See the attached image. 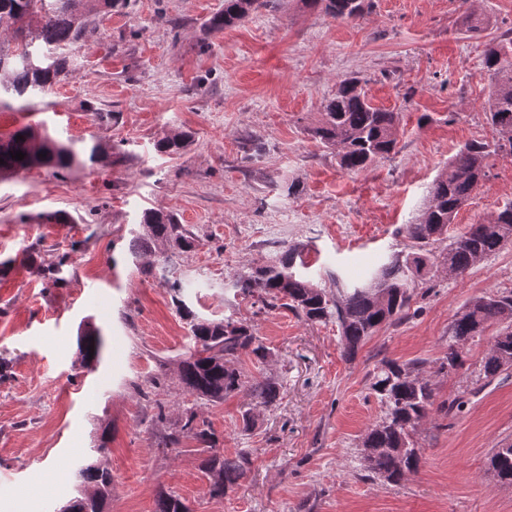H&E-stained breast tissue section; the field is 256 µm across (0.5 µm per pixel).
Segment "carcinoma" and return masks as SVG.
<instances>
[{
    "label": "carcinoma",
    "instance_id": "carcinoma-1",
    "mask_svg": "<svg viewBox=\"0 0 512 512\" xmlns=\"http://www.w3.org/2000/svg\"><path fill=\"white\" fill-rule=\"evenodd\" d=\"M266 0H224V10L205 22L213 33L241 23L265 5ZM126 0H0V106L6 97H29L53 87L66 76L73 62L71 51L81 46L92 32L90 18L122 8ZM310 7H322L325 14L340 20L358 18L369 9V0H307ZM42 48L47 57L41 62L25 60L29 45ZM484 65L493 84L485 110L495 131L492 142L465 144L448 161L429 191L428 205L419 222L406 226L405 233L414 252L398 253L375 269L362 283H336L332 293L305 276L304 248L293 245L277 259L235 276L237 295L252 301L258 311L268 313L280 307L294 310L305 321H336L344 356L354 359L366 341L385 324L408 315L419 285L427 276L428 247L447 238L454 220L472 192L486 176L496 156L512 157V37L487 44ZM399 113L372 105L360 79L340 82L336 94L324 106L320 123L311 136L336 151L340 167L363 171L389 155L397 143ZM192 142V134L182 131L159 140L156 150L169 157L180 156ZM25 153L22 160L12 158ZM78 152L42 135L29 126L0 138V179L17 177L33 167L53 170L70 168ZM512 245V205L481 224H472L455 236L439 255L440 264L463 276L473 267ZM196 246V238L177 218L160 210L145 209L139 230L133 233L128 254L144 275L156 268L165 269L176 253ZM186 321L190 343L179 363L178 381L201 403L218 404L224 398L247 390L258 403L269 407L280 401L282 383L263 376L248 384L234 363L245 354L263 363L270 351L251 326L232 317L211 319L198 316L180 298L176 299ZM498 324L490 346L481 358L478 379L491 381L512 371L503 358H512V289H496L473 297L448 323V352L439 359L437 372L452 374L467 363V349L461 340L473 341ZM100 332L92 329L81 336L82 365L93 370L100 360ZM371 390L385 406L384 416L361 439L360 447L374 448V458L365 460L364 471L372 479L398 483L418 469L420 456L414 441L418 427L435 406L432 379L423 363L382 362ZM190 437L208 449L202 469L208 476L210 494L222 497L238 485L251 465L250 457L240 452L224 456L219 439L200 418L196 407L185 409L180 429L163 440L166 448ZM490 469L498 481L512 485V443L495 449ZM78 495L67 502L69 512H105L112 495V472L87 464L75 472ZM155 512H188L182 500L171 493L156 499Z\"/></svg>",
    "mask_w": 512,
    "mask_h": 512
}]
</instances>
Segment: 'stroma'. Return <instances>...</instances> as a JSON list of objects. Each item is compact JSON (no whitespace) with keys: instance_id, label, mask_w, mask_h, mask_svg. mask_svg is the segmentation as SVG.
<instances>
[{"instance_id":"1","label":"stroma","mask_w":512,"mask_h":512,"mask_svg":"<svg viewBox=\"0 0 512 512\" xmlns=\"http://www.w3.org/2000/svg\"><path fill=\"white\" fill-rule=\"evenodd\" d=\"M470 7L488 27L462 28ZM223 8L128 0L95 19L64 80L0 107V137L29 125L121 156L0 179V512H57L76 493L74 470L96 460L112 472L107 512H154L162 491L190 512H512V486L488 471L493 448L512 439V374L478 382L471 368L436 372L453 315L473 296L512 288V246L458 279L432 271L408 316L351 361L335 322L256 312L231 286L295 244L313 282L331 291L335 275L356 283L410 251L405 227L436 175L466 143L494 137L483 57L512 32V0H372L353 22L304 0H267L238 26L208 33L205 21ZM350 76L400 118L395 152L361 172L341 168L309 134ZM174 130L193 134L177 159L155 150ZM509 204L512 157H498L449 236ZM150 208L175 214L198 239L167 277L182 282L187 305L248 322L270 348L263 365L237 360L243 380L283 383L272 407L242 391L199 408L225 456L251 457L221 497L209 493L196 441L161 445L194 398L178 382L189 333L173 294L127 259ZM49 213L60 222H46ZM90 328L102 342L93 370L78 354ZM384 359L425 360L437 401L473 390L462 410L430 413L416 434L420 467L396 484L366 477L359 454L384 414L370 389ZM249 408L256 423L246 431Z\"/></svg>"}]
</instances>
